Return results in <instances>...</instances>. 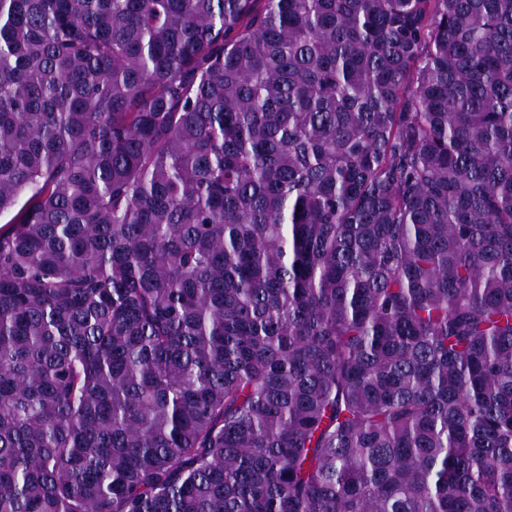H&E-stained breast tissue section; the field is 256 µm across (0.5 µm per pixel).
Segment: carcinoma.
<instances>
[{
	"label": "carcinoma",
	"mask_w": 512,
	"mask_h": 512,
	"mask_svg": "<svg viewBox=\"0 0 512 512\" xmlns=\"http://www.w3.org/2000/svg\"><path fill=\"white\" fill-rule=\"evenodd\" d=\"M0 512H512V0H0Z\"/></svg>",
	"instance_id": "obj_1"
}]
</instances>
